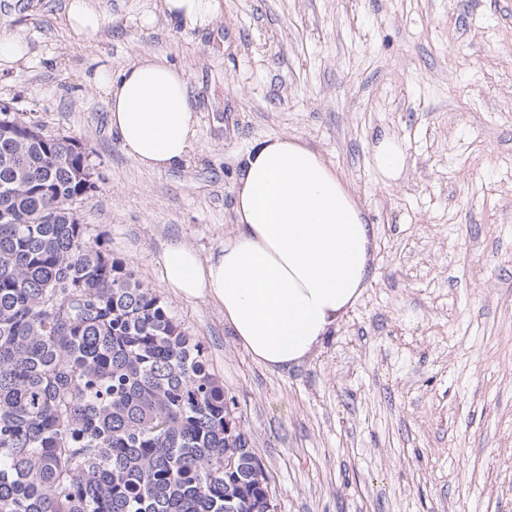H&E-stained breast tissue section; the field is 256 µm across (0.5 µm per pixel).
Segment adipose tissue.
I'll return each instance as SVG.
<instances>
[{
    "label": "adipose tissue",
    "mask_w": 512,
    "mask_h": 512,
    "mask_svg": "<svg viewBox=\"0 0 512 512\" xmlns=\"http://www.w3.org/2000/svg\"><path fill=\"white\" fill-rule=\"evenodd\" d=\"M221 0H161L171 26L209 23ZM88 81L105 97L124 152L167 171L192 147L196 109L183 71L146 58ZM236 224L207 258L185 245L163 255L165 280L185 299L206 298L262 365L302 362L352 306L368 277L374 227L322 157L288 137L257 142L234 201Z\"/></svg>",
    "instance_id": "adipose-tissue-1"
}]
</instances>
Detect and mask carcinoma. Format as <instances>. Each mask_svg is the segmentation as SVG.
I'll list each match as a JSON object with an SVG mask.
<instances>
[{"instance_id":"carcinoma-1","label":"carcinoma","mask_w":512,"mask_h":512,"mask_svg":"<svg viewBox=\"0 0 512 512\" xmlns=\"http://www.w3.org/2000/svg\"><path fill=\"white\" fill-rule=\"evenodd\" d=\"M71 140L0 138V512H263L203 344L72 212Z\"/></svg>"}]
</instances>
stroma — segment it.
<instances>
[{
  "label": "stroma",
  "mask_w": 512,
  "mask_h": 512,
  "mask_svg": "<svg viewBox=\"0 0 512 512\" xmlns=\"http://www.w3.org/2000/svg\"><path fill=\"white\" fill-rule=\"evenodd\" d=\"M65 2L0 0V35L28 45L0 105L83 142L81 214L203 343L276 512H512V0H223L188 32L159 0H95L92 41ZM148 56L196 101L189 158L165 172L124 153L86 81ZM386 134L407 153L392 184ZM279 136L335 170L375 239L342 320L271 370L212 302L168 288L162 256L219 247L247 152ZM377 171L388 181L397 180L406 166V152L402 142L393 136H383L374 147Z\"/></svg>",
  "instance_id": "35a3bbf8"
}]
</instances>
